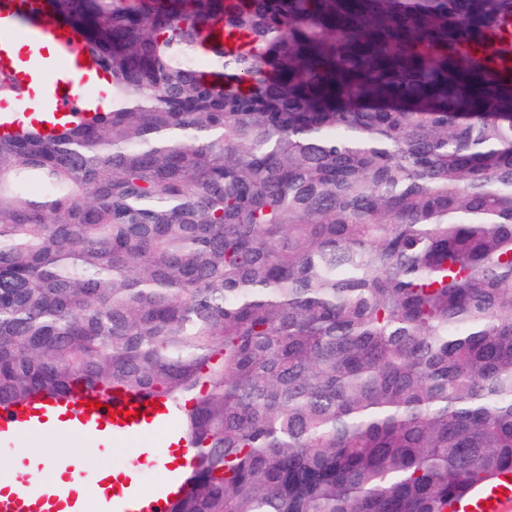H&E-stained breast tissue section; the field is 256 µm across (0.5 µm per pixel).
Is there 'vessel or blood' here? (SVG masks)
I'll list each match as a JSON object with an SVG mask.
<instances>
[{
  "instance_id": "b4317fda",
  "label": "vessel or blood",
  "mask_w": 512,
  "mask_h": 512,
  "mask_svg": "<svg viewBox=\"0 0 512 512\" xmlns=\"http://www.w3.org/2000/svg\"><path fill=\"white\" fill-rule=\"evenodd\" d=\"M31 49L16 57V42ZM78 38L55 26L32 24L18 12L17 0H0V69L15 73L23 95L0 98V122L15 119L23 110L48 108L67 112L82 105L68 74L81 59ZM174 412L168 400L138 392L74 391L40 399L20 407H0V452L12 454L21 438L56 431L80 433L92 443L115 445L167 427L166 445L141 448L120 469L88 472L84 457L52 461L47 477L37 485L21 478L0 480V512H167L185 488V476L196 460L182 431L169 427ZM164 466L167 477L151 491H143L142 473ZM466 512H512V482L482 492Z\"/></svg>"
}]
</instances>
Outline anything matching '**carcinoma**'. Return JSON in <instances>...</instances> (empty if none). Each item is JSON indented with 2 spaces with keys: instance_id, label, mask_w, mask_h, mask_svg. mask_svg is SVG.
Returning <instances> with one entry per match:
<instances>
[{
  "instance_id": "obj_1",
  "label": "carcinoma",
  "mask_w": 512,
  "mask_h": 512,
  "mask_svg": "<svg viewBox=\"0 0 512 512\" xmlns=\"http://www.w3.org/2000/svg\"><path fill=\"white\" fill-rule=\"evenodd\" d=\"M19 2L112 102L0 132V406L172 402L170 512L512 473V0Z\"/></svg>"
}]
</instances>
